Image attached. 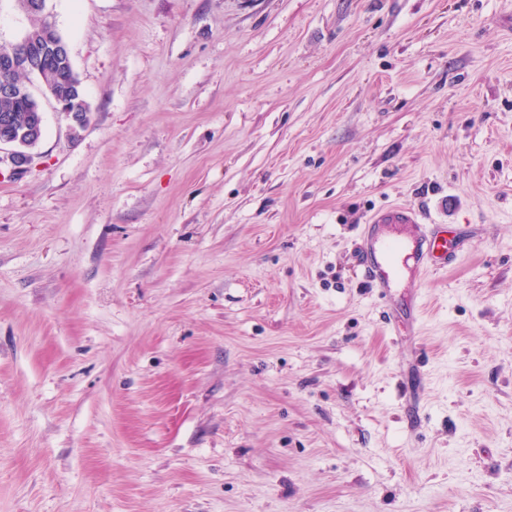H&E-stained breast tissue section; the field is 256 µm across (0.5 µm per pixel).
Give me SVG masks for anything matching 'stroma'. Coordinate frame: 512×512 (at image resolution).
Masks as SVG:
<instances>
[{"label":"stroma","instance_id":"1","mask_svg":"<svg viewBox=\"0 0 512 512\" xmlns=\"http://www.w3.org/2000/svg\"><path fill=\"white\" fill-rule=\"evenodd\" d=\"M45 14L89 121L0 168V512H512V0ZM396 201L457 260L385 301ZM415 225L418 234L410 243L380 233L381 225ZM427 224L420 208L406 203H391L374 210L368 217L361 247V267L366 278L376 283L380 294L387 297L392 288V267L400 248L408 250L413 260L411 269L415 280L421 281L429 271L447 269L454 261L448 251L447 238L436 226Z\"/></svg>","mask_w":512,"mask_h":512}]
</instances>
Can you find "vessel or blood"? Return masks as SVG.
<instances>
[{
    "mask_svg": "<svg viewBox=\"0 0 512 512\" xmlns=\"http://www.w3.org/2000/svg\"><path fill=\"white\" fill-rule=\"evenodd\" d=\"M414 225L418 233L410 243H402L384 233L387 225ZM407 248L413 261L414 279H423L428 272L448 268L454 261L447 239L436 225L430 224L423 211L406 203H391L374 210L368 217L361 247V267L366 278L375 282L381 295L392 288V267L400 248Z\"/></svg>",
    "mask_w": 512,
    "mask_h": 512,
    "instance_id": "vessel-or-blood-1",
    "label": "vessel or blood"
}]
</instances>
